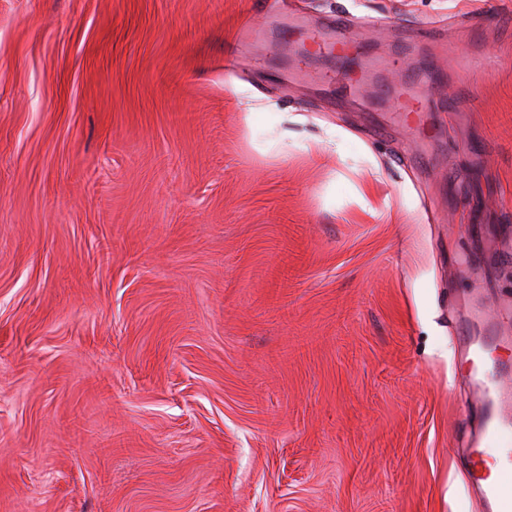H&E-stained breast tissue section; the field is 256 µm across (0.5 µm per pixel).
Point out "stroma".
<instances>
[{
    "instance_id": "35a3bbf8",
    "label": "stroma",
    "mask_w": 512,
    "mask_h": 512,
    "mask_svg": "<svg viewBox=\"0 0 512 512\" xmlns=\"http://www.w3.org/2000/svg\"><path fill=\"white\" fill-rule=\"evenodd\" d=\"M258 2L0 0V512H486L512 0ZM340 11L368 55L295 79Z\"/></svg>"
}]
</instances>
